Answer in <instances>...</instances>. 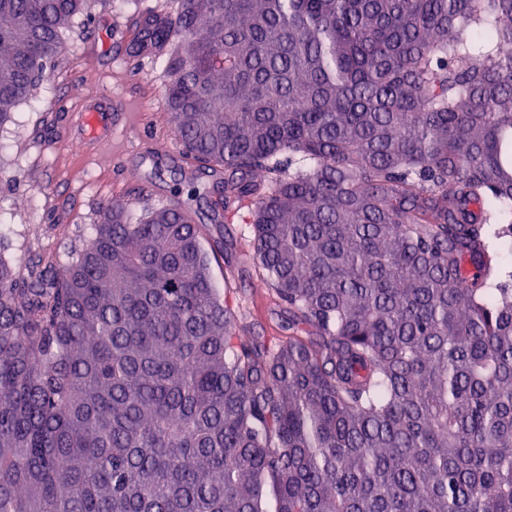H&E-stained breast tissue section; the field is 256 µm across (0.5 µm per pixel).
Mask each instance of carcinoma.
<instances>
[{"mask_svg":"<svg viewBox=\"0 0 512 512\" xmlns=\"http://www.w3.org/2000/svg\"><path fill=\"white\" fill-rule=\"evenodd\" d=\"M0 0V125L78 16ZM175 132L288 309L247 336L187 200L0 254V512H512V0H176Z\"/></svg>","mask_w":512,"mask_h":512,"instance_id":"obj_1","label":"carcinoma"}]
</instances>
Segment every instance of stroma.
Segmentation results:
<instances>
[{
    "instance_id": "35a3bbf8",
    "label": "stroma",
    "mask_w": 512,
    "mask_h": 512,
    "mask_svg": "<svg viewBox=\"0 0 512 512\" xmlns=\"http://www.w3.org/2000/svg\"><path fill=\"white\" fill-rule=\"evenodd\" d=\"M174 8V0H112L91 19H77L16 121L0 126V244L9 254L23 258L38 248L64 254L65 240L50 227L90 236L102 209L114 202L134 222L172 204L177 186L223 185V172L197 176L176 136L164 52L129 47L136 14L168 15ZM89 110L102 112L112 135L85 154L69 142L82 137L80 120ZM195 209L206 224L203 244L215 285L231 290L241 329L279 335L284 308L261 287V270L243 259L251 225L238 216L215 222L205 198Z\"/></svg>"
}]
</instances>
